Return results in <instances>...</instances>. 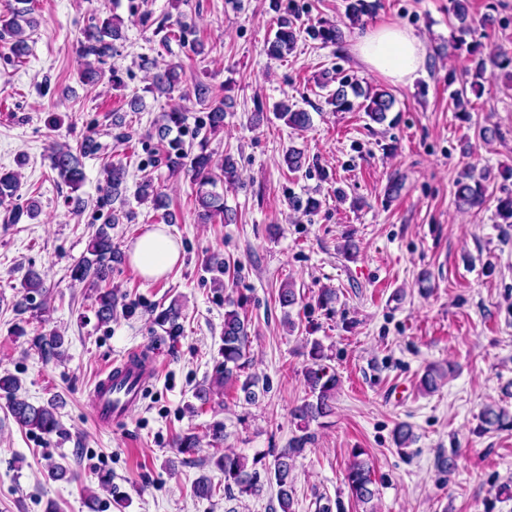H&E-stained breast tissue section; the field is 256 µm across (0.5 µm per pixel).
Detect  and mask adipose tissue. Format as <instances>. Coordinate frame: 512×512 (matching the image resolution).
<instances>
[{"label": "adipose tissue", "instance_id": "obj_1", "mask_svg": "<svg viewBox=\"0 0 512 512\" xmlns=\"http://www.w3.org/2000/svg\"><path fill=\"white\" fill-rule=\"evenodd\" d=\"M353 51L369 70L396 84L412 82L421 69L426 49L414 32L393 25H382L366 32ZM129 257L145 280L163 277L179 260L176 241L161 230L141 235L131 246Z\"/></svg>", "mask_w": 512, "mask_h": 512}]
</instances>
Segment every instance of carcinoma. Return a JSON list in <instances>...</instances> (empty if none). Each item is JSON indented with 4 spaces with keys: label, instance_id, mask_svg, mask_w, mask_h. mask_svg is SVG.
<instances>
[{
    "label": "carcinoma",
    "instance_id": "carcinoma-1",
    "mask_svg": "<svg viewBox=\"0 0 512 512\" xmlns=\"http://www.w3.org/2000/svg\"><path fill=\"white\" fill-rule=\"evenodd\" d=\"M448 11L461 23L459 31L463 34L469 31V12L467 0H448ZM377 2L375 0H348L346 4V17L351 25H362V18L370 17L375 13ZM279 13L277 29L274 37L267 41L266 53L268 56L280 59L296 48L301 29L297 26L296 15L289 6L275 3ZM37 21L32 17L29 0H14L10 6L9 18L0 25V29L12 38V52L18 56L26 55L28 51L26 29H34ZM177 37L179 41L189 46L196 54L203 53V45L194 39V31L186 22L176 20ZM306 35L323 44H336L342 41L343 32L335 24H326L322 21L310 26ZM120 37V22L112 16L99 24L90 26L83 32V39L78 41L77 52L84 59L94 58V62H101L114 50L113 41ZM474 56V78L482 80L487 68L506 70L512 68V58L491 52L483 56L479 47L472 50ZM179 82V75L175 68H156L152 77L150 91L159 94H170ZM193 93L200 103H208L201 125L215 132L224 129V99H213L212 87L204 82L194 85ZM326 104L333 107L335 112H353L360 110L366 113L369 119L382 124L391 112L394 99L384 90L365 89L359 84L347 81L339 82L335 89L328 92ZM274 115L286 121L289 127L302 130L311 124V115L304 109H294L286 101H281L273 107ZM188 116L182 109H172L162 114L161 122L156 124V134L160 141L166 143L165 154L168 169L173 173L186 172L196 188V202L201 211L198 218L208 221L215 216L228 217L224 207V197L215 191L218 181L233 184L238 181L239 174L232 158H224V164L214 168L212 155L205 152V145H200V152L192 153V148L178 138H169L170 132L186 126ZM97 150L93 136H86L77 149L69 146H54L51 148L49 159L51 169L58 177L76 191L83 185L86 174L83 169L81 157L91 155ZM106 190L99 199V207L108 209L106 220L91 236L84 254L71 266L70 277L76 282L88 281L96 288L95 316L99 323L107 324L117 310L118 300L110 289H102L101 284L106 282L112 274V264L120 263L124 256L119 250L112 247L110 229L121 219L131 220L132 213L113 207L115 201L122 198L125 181V168L120 164H107L103 169ZM486 176H476L466 173L456 181L455 196L458 204L468 207H479L484 202L485 187L483 181ZM20 182L14 172L0 173V205L8 204V223L16 224L22 216L35 215L37 205L30 202L26 205L19 203ZM137 195L141 200H151L155 209L166 207L164 195L155 185L154 179L145 175L139 182ZM43 292V281L34 272L28 273L23 294L15 303L17 312L24 314L40 309L35 303V295ZM277 300L284 309L292 308L299 303L296 290L286 284L278 290ZM224 336L219 354L223 360L219 362L215 375L209 384L203 385L195 392V398L205 405L212 399V395L223 392L224 386L241 383V390L248 400H253L256 393L253 387L257 385L254 375L248 373L249 360V320L239 312L242 301L227 295L224 297ZM182 317V306L176 300L155 316V323L168 334H175L180 329L179 320ZM40 348L49 351H58L64 345V336L51 331L38 338ZM308 356L311 366L305 371V380L309 388L310 397L305 399L293 410L294 418L307 426L312 421L328 417L334 413V400L340 380L336 372L329 371V367L322 364L326 359L324 348L320 341L310 342ZM444 377L439 369L428 368L422 378L421 386L426 392H433L438 388L439 381ZM19 381L12 375L0 376V392L5 394L8 409L14 421L22 428L31 431L37 430L43 434H51L58 430L59 420L57 410L60 402L52 399L44 405L36 406L17 396ZM512 428V413L500 406H488L481 413V429L484 432ZM415 440L412 427L406 423H399L394 429V442L399 448H406ZM310 436L302 434L294 437L288 447L272 448L270 452L274 457L273 465L261 466V460L254 459L248 462L246 457L232 451L224 452L216 461L218 469L224 474V496L234 497V493L241 495L259 496L264 492L265 486L275 483L277 487L276 500L280 512H292L295 494V459L302 455ZM365 452L361 448L354 449V461L347 468L345 480L352 499L358 504H369L373 501L376 490L371 475V467L363 459Z\"/></svg>",
    "mask_w": 512,
    "mask_h": 512
}]
</instances>
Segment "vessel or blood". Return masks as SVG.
Instances as JSON below:
<instances>
[{"mask_svg": "<svg viewBox=\"0 0 512 512\" xmlns=\"http://www.w3.org/2000/svg\"><path fill=\"white\" fill-rule=\"evenodd\" d=\"M156 364H140L128 357L120 368H106L95 387L96 418L102 424L124 419L141 398L147 379L156 376Z\"/></svg>", "mask_w": 512, "mask_h": 512, "instance_id": "b4317fda", "label": "vessel or blood"}]
</instances>
